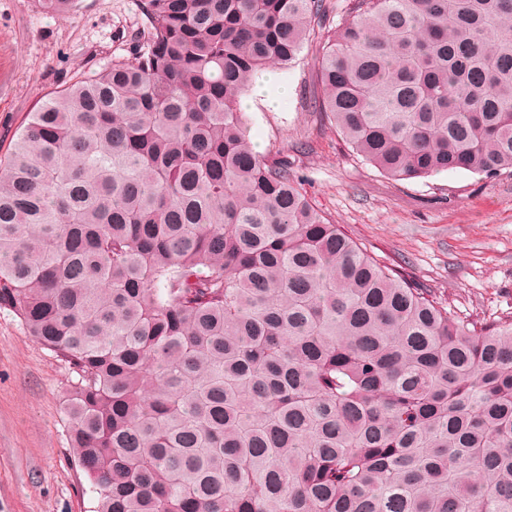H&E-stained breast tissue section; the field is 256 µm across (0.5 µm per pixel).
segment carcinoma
Masks as SVG:
<instances>
[{"mask_svg": "<svg viewBox=\"0 0 512 512\" xmlns=\"http://www.w3.org/2000/svg\"><path fill=\"white\" fill-rule=\"evenodd\" d=\"M134 61L0 158V309L73 378L94 512H512V319L470 321L257 154L324 0H141ZM323 112L397 180L512 169V0H350Z\"/></svg>", "mask_w": 512, "mask_h": 512, "instance_id": "obj_1", "label": "carcinoma"}]
</instances>
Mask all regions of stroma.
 Instances as JSON below:
<instances>
[{
    "mask_svg": "<svg viewBox=\"0 0 512 512\" xmlns=\"http://www.w3.org/2000/svg\"><path fill=\"white\" fill-rule=\"evenodd\" d=\"M141 0H77L57 15L39 0H0V155L29 112L81 73L133 60ZM318 42L280 69L277 108L247 109L249 135L281 153L313 206L379 261L400 264L460 316L512 318V169L395 180L342 141L323 113ZM67 368L0 309V512H93L87 478L70 450L63 400Z\"/></svg>",
    "mask_w": 512,
    "mask_h": 512,
    "instance_id": "stroma-1",
    "label": "stroma"
}]
</instances>
